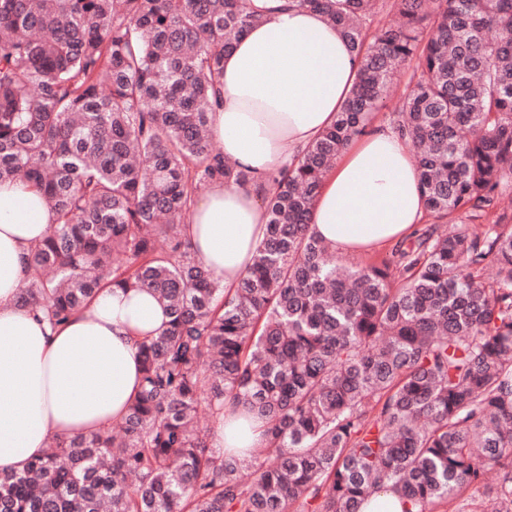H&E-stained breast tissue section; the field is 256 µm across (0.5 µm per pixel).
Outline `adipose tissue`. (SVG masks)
Instances as JSON below:
<instances>
[{"label": "adipose tissue", "instance_id": "obj_1", "mask_svg": "<svg viewBox=\"0 0 512 512\" xmlns=\"http://www.w3.org/2000/svg\"><path fill=\"white\" fill-rule=\"evenodd\" d=\"M257 21L224 56L223 103L211 129L250 184L202 192L183 233L225 287H235L265 238L259 188L333 123L358 60L341 32L299 0H245ZM425 215L414 155L375 123L350 142L316 197L312 231L343 255L406 236ZM54 214L26 185L0 183V471L20 472L52 440L93 435L120 421L139 390V345L169 317L147 291L111 287L49 327L21 305L27 257ZM259 421H217L210 445L261 448Z\"/></svg>", "mask_w": 512, "mask_h": 512}]
</instances>
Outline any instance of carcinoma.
<instances>
[{"instance_id":"carcinoma-1","label":"carcinoma","mask_w":512,"mask_h":512,"mask_svg":"<svg viewBox=\"0 0 512 512\" xmlns=\"http://www.w3.org/2000/svg\"><path fill=\"white\" fill-rule=\"evenodd\" d=\"M301 3L340 27L357 78L271 178L265 239L226 288L181 225L210 185L249 182L210 127L255 21L243 0H0V182L56 216L21 302L55 327L112 285L169 316L122 421L0 472V512H360L387 486L403 512H486L481 487L512 512V224L441 229L512 190V0H396L403 24L371 40L377 0ZM412 57L393 130L435 223L344 266L315 198ZM228 404L263 424L249 461L210 448L200 413Z\"/></svg>"}]
</instances>
